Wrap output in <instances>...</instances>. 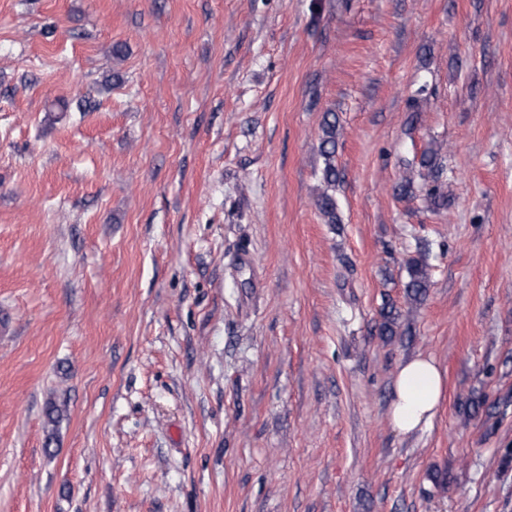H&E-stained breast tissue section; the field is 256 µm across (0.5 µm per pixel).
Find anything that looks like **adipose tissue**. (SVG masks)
<instances>
[{
	"mask_svg": "<svg viewBox=\"0 0 512 512\" xmlns=\"http://www.w3.org/2000/svg\"><path fill=\"white\" fill-rule=\"evenodd\" d=\"M443 391V377L435 361L417 356L399 368L389 417L393 427L409 434L431 425Z\"/></svg>",
	"mask_w": 512,
	"mask_h": 512,
	"instance_id": "adipose-tissue-1",
	"label": "adipose tissue"
}]
</instances>
